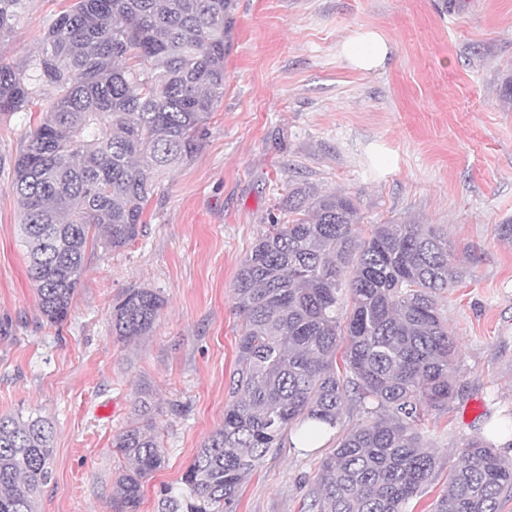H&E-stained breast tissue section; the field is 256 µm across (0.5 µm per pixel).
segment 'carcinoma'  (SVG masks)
Masks as SVG:
<instances>
[{
	"label": "carcinoma",
	"mask_w": 512,
	"mask_h": 512,
	"mask_svg": "<svg viewBox=\"0 0 512 512\" xmlns=\"http://www.w3.org/2000/svg\"><path fill=\"white\" fill-rule=\"evenodd\" d=\"M28 0H0V42ZM236 0H72L46 26L38 51L0 61V114L45 103L12 160L27 272L47 325L67 318L90 248H124L146 223L158 179L192 159L224 98ZM241 263V318L224 426L197 449L157 512H235L242 484L295 434L336 432L305 512H405L435 469L417 423L458 391L455 337L436 297L457 278L435 224L361 227L346 193L296 187ZM164 305L133 288L112 310V331L149 335ZM346 337L343 367L336 364ZM370 418L345 430L343 410ZM150 404L113 440L126 460L114 512H138L144 484L165 465ZM49 422L0 415V512H36L53 478ZM512 463L476 439L463 449L433 512H499Z\"/></svg>",
	"instance_id": "1"
}]
</instances>
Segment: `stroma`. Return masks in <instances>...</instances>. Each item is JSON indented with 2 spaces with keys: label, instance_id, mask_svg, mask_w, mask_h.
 Wrapping results in <instances>:
<instances>
[{
  "label": "stroma",
  "instance_id": "stroma-1",
  "mask_svg": "<svg viewBox=\"0 0 512 512\" xmlns=\"http://www.w3.org/2000/svg\"><path fill=\"white\" fill-rule=\"evenodd\" d=\"M67 0H29L0 43L36 51ZM224 99L199 154L162 179L134 244L86 254L62 328L43 323L27 275L9 160L41 105L0 115V414L52 422L53 479L38 512H112L123 463L112 439L147 399L166 463L139 512L177 484L224 424L240 320L233 281L292 188L344 191L364 223L437 224L460 276L439 298L458 341L457 397L418 425L433 480L410 505L430 512L462 448L512 419V0H236ZM371 28L395 52L370 73L338 54ZM131 288L165 300L150 335L120 342L115 304ZM282 448L249 475L236 512H303L335 446Z\"/></svg>",
  "mask_w": 512,
  "mask_h": 512
}]
</instances>
